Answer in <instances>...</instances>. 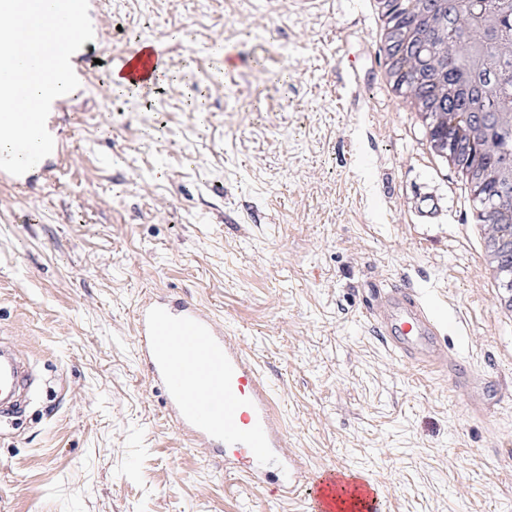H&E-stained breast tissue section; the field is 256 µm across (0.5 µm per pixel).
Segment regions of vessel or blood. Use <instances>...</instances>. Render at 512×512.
Returning a JSON list of instances; mask_svg holds the SVG:
<instances>
[{"mask_svg":"<svg viewBox=\"0 0 512 512\" xmlns=\"http://www.w3.org/2000/svg\"><path fill=\"white\" fill-rule=\"evenodd\" d=\"M103 49L97 36L73 54L79 93L92 92L103 67L129 86L144 91L154 87L164 65L162 41L145 37L109 55ZM74 95L52 103L47 118L52 153L20 176L0 170V187L25 190L46 184L68 165V138L60 118ZM364 310L373 336L388 352L421 369L447 370L471 413L485 417L494 410L496 390L471 386L469 363L461 356L449 357L442 322L408 282L368 285ZM134 340L137 363L161 394L169 422L196 447L223 454L225 470L245 474L254 485H269L279 493L308 489L312 512H383L380 490L365 473L338 469L313 477L289 457L270 386L211 310L187 298L148 292L135 305ZM31 381L16 349L1 345L0 414L16 407Z\"/></svg>","mask_w":512,"mask_h":512,"instance_id":"b4317fda","label":"vessel or blood"}]
</instances>
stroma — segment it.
Returning a JSON list of instances; mask_svg holds the SVG:
<instances>
[{"label": "stroma", "instance_id": "35a3bbf8", "mask_svg": "<svg viewBox=\"0 0 512 512\" xmlns=\"http://www.w3.org/2000/svg\"><path fill=\"white\" fill-rule=\"evenodd\" d=\"M98 20L117 50L162 37L163 91L101 73L60 182L0 189V341L37 376L0 425V512H310L171 426L133 352L153 289L240 339L313 473L365 472L384 512H512V324L471 243L482 204L387 95L363 0H104ZM402 276L472 385L499 382L491 416L372 336L361 290Z\"/></svg>", "mask_w": 512, "mask_h": 512}]
</instances>
